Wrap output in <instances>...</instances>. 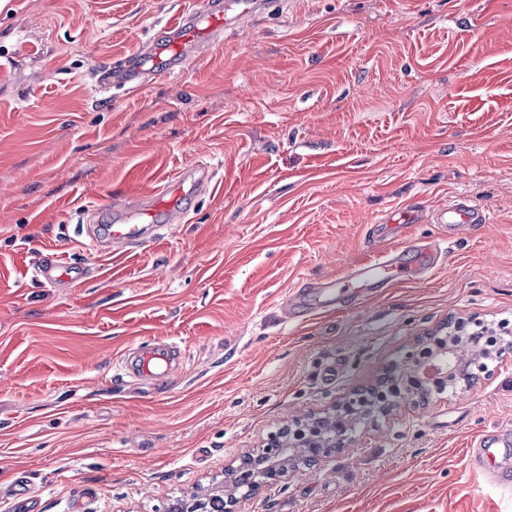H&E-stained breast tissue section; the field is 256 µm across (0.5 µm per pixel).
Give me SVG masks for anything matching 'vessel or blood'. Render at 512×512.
I'll return each instance as SVG.
<instances>
[{"instance_id":"b4317fda","label":"vessel or blood","mask_w":512,"mask_h":512,"mask_svg":"<svg viewBox=\"0 0 512 512\" xmlns=\"http://www.w3.org/2000/svg\"><path fill=\"white\" fill-rule=\"evenodd\" d=\"M268 6V0H193L188 9L165 24L161 37L145 44L139 54L116 58L113 65L101 69L97 77L98 87L108 92L117 86L133 94L147 88L158 75L181 73L204 48L220 39L234 14H259ZM209 177V168L204 164L183 169L175 179L174 192L183 194L188 185L199 188ZM163 212L174 222L183 218L182 211L174 209L170 199L163 194L141 199L134 207L115 209L108 204L98 205L93 213L100 223L96 225L90 243L97 250L115 244H143L147 226L156 223ZM437 220L457 234L465 231L468 225L489 223L490 216L468 200L456 198L449 200L447 207L438 213ZM447 252L441 239L415 240L403 248L385 249L379 262L359 264L348 271L349 292L356 298H365L375 293L378 287L388 285L393 273L405 269L413 272L428 270ZM75 271L74 264L59 254L40 259L34 266L35 278L48 285L70 278ZM180 356L174 341H156L139 346L134 358L122 360L120 368L127 376L155 384L170 379ZM470 455L490 485L501 490L512 487V470L498 465L495 449L476 447L471 449Z\"/></svg>"}]
</instances>
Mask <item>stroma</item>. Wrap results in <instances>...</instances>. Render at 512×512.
<instances>
[{
    "mask_svg": "<svg viewBox=\"0 0 512 512\" xmlns=\"http://www.w3.org/2000/svg\"><path fill=\"white\" fill-rule=\"evenodd\" d=\"M186 0H8L0 10V489L36 512H166L223 481L293 417L332 411L449 319L512 320V0H276L181 74L101 93ZM212 179L182 223L115 253L80 211L177 172ZM490 221L427 274L302 317L308 282L370 261L371 224L454 196ZM68 254L74 284L33 276ZM172 340L170 382L122 376ZM469 389L358 426L311 475L238 493L233 512H512L468 448L512 426V354Z\"/></svg>",
    "mask_w": 512,
    "mask_h": 512,
    "instance_id": "obj_1",
    "label": "stroma"
}]
</instances>
